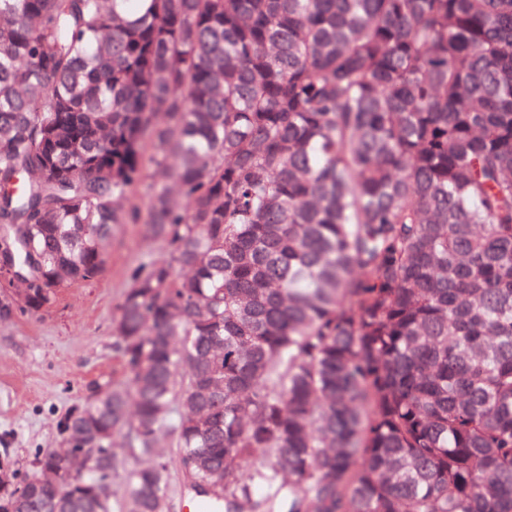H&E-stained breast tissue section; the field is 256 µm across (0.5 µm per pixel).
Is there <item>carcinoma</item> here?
Returning <instances> with one entry per match:
<instances>
[{
    "label": "carcinoma",
    "mask_w": 512,
    "mask_h": 512,
    "mask_svg": "<svg viewBox=\"0 0 512 512\" xmlns=\"http://www.w3.org/2000/svg\"><path fill=\"white\" fill-rule=\"evenodd\" d=\"M117 224L95 454L0 512H512V0H0L17 312Z\"/></svg>",
    "instance_id": "carcinoma-1"
}]
</instances>
